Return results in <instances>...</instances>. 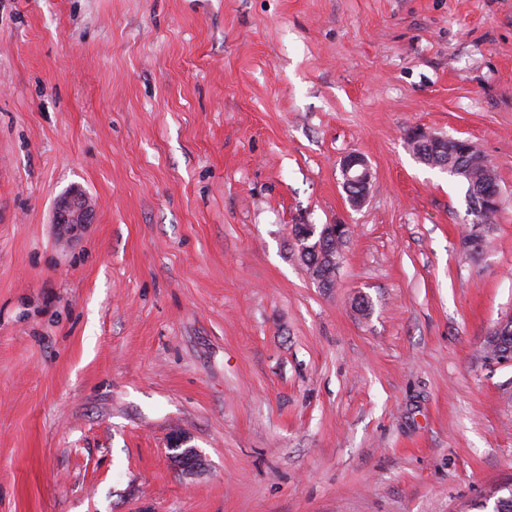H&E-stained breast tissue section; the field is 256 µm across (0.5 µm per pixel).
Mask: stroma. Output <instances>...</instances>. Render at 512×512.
<instances>
[{
	"instance_id": "1",
	"label": "stroma",
	"mask_w": 512,
	"mask_h": 512,
	"mask_svg": "<svg viewBox=\"0 0 512 512\" xmlns=\"http://www.w3.org/2000/svg\"><path fill=\"white\" fill-rule=\"evenodd\" d=\"M418 128L497 168L478 251ZM509 318L512 0H0V512H483ZM340 174L342 185L352 206L362 205L367 197L370 182L373 178L372 169L365 158L357 154L345 156L340 161ZM353 189H359V193H353ZM362 189V190H361ZM92 204L87 195L80 190H72L58 203L55 211V224L78 225L90 223ZM349 224H324L319 228L316 224H295L292 228V239L299 244L302 240H309L316 234L322 241L330 238H336V242L345 241L348 232ZM341 236V239H339ZM302 244L306 248V256L309 260L314 259L316 261L315 268L312 274H317L318 277L324 278L325 283L331 288L335 286V275H336V262H331L326 255L322 256L321 252L317 251V242L302 241ZM322 256V257H321ZM321 257V260H319ZM509 322L510 320L501 321L487 337L486 344L488 345L490 355L512 359V334L510 336H498L494 332L507 329L510 326Z\"/></svg>"
}]
</instances>
